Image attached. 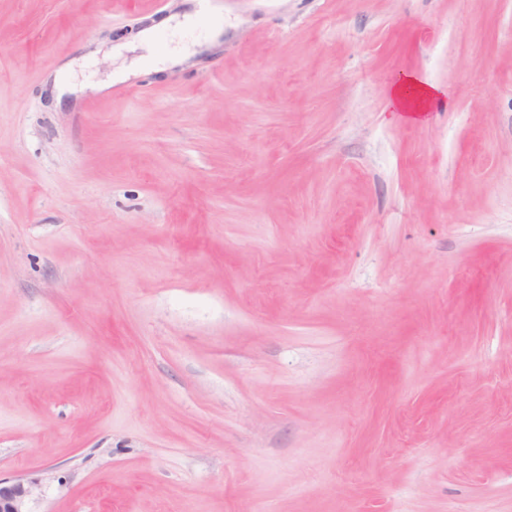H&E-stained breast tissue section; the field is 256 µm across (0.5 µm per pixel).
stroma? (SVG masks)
<instances>
[{
  "instance_id": "35a3bbf8",
  "label": "stroma",
  "mask_w": 512,
  "mask_h": 512,
  "mask_svg": "<svg viewBox=\"0 0 512 512\" xmlns=\"http://www.w3.org/2000/svg\"><path fill=\"white\" fill-rule=\"evenodd\" d=\"M218 2L0 0V477L512 512V0ZM391 113L403 112L408 118H417L423 112H429L441 98L436 88L413 75H404L392 88Z\"/></svg>"
}]
</instances>
